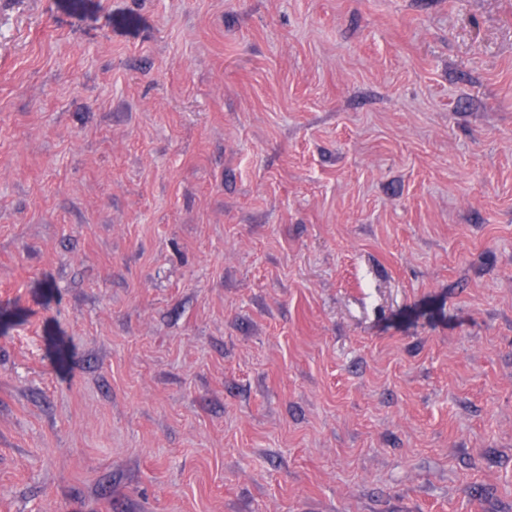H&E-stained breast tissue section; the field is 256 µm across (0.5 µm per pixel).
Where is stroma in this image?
<instances>
[{"label":"stroma","mask_w":512,"mask_h":512,"mask_svg":"<svg viewBox=\"0 0 512 512\" xmlns=\"http://www.w3.org/2000/svg\"><path fill=\"white\" fill-rule=\"evenodd\" d=\"M0 512H512V0H0Z\"/></svg>","instance_id":"35a3bbf8"}]
</instances>
